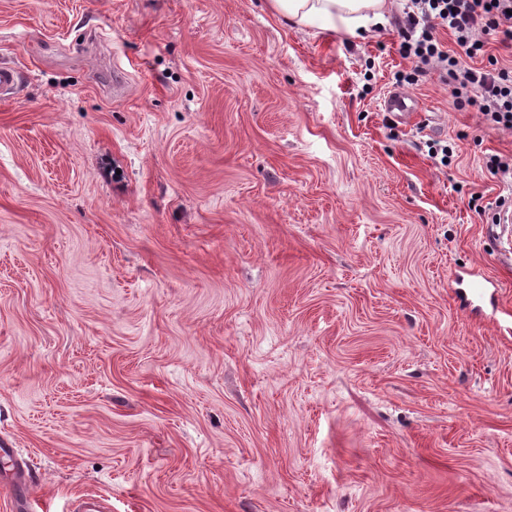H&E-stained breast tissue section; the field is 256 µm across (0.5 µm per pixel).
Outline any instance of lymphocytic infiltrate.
I'll list each match as a JSON object with an SVG mask.
<instances>
[{
  "label": "lymphocytic infiltrate",
  "instance_id": "lymphocytic-infiltrate-1",
  "mask_svg": "<svg viewBox=\"0 0 512 512\" xmlns=\"http://www.w3.org/2000/svg\"><path fill=\"white\" fill-rule=\"evenodd\" d=\"M448 31L454 47L438 37ZM512 41V0H404L399 52L411 70L398 72L400 84H414L423 69L439 70L454 101L478 108L493 126L512 130V68L489 55L490 35ZM485 57L482 67L470 59Z\"/></svg>",
  "mask_w": 512,
  "mask_h": 512
}]
</instances>
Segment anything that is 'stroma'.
Segmentation results:
<instances>
[{
  "instance_id": "1",
  "label": "stroma",
  "mask_w": 512,
  "mask_h": 512,
  "mask_svg": "<svg viewBox=\"0 0 512 512\" xmlns=\"http://www.w3.org/2000/svg\"><path fill=\"white\" fill-rule=\"evenodd\" d=\"M402 9L0 0V441L45 512H512V130L434 69L385 112ZM289 23L343 30L353 39H364L371 28L387 23L389 0H268ZM383 107L402 122H409L416 115V104L402 91H391L384 100Z\"/></svg>"
}]
</instances>
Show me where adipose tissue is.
<instances>
[{"label":"adipose tissue","instance_id":"1","mask_svg":"<svg viewBox=\"0 0 512 512\" xmlns=\"http://www.w3.org/2000/svg\"><path fill=\"white\" fill-rule=\"evenodd\" d=\"M289 23L341 30L355 39L387 22L389 0H270Z\"/></svg>","mask_w":512,"mask_h":512}]
</instances>
